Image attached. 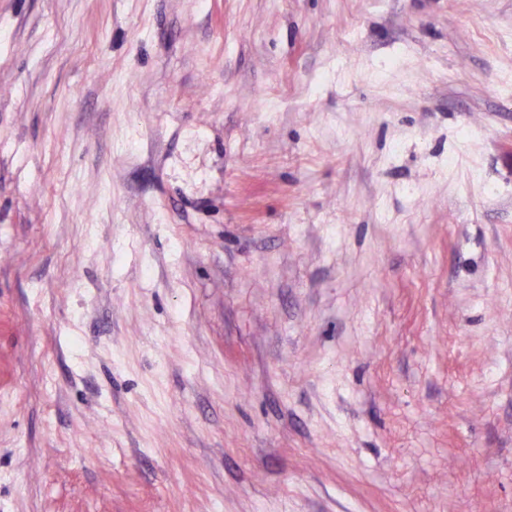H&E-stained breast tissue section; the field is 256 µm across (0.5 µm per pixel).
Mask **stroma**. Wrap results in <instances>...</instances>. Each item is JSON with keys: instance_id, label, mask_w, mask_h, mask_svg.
I'll list each match as a JSON object with an SVG mask.
<instances>
[{"instance_id": "stroma-1", "label": "stroma", "mask_w": 512, "mask_h": 512, "mask_svg": "<svg viewBox=\"0 0 512 512\" xmlns=\"http://www.w3.org/2000/svg\"><path fill=\"white\" fill-rule=\"evenodd\" d=\"M512 0H0V512H512Z\"/></svg>"}]
</instances>
